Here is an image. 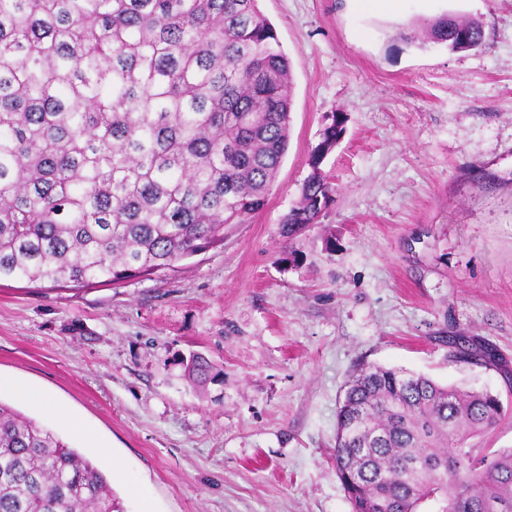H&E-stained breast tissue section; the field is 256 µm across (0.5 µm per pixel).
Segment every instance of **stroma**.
<instances>
[{
  "instance_id": "stroma-1",
  "label": "stroma",
  "mask_w": 512,
  "mask_h": 512,
  "mask_svg": "<svg viewBox=\"0 0 512 512\" xmlns=\"http://www.w3.org/2000/svg\"><path fill=\"white\" fill-rule=\"evenodd\" d=\"M291 66L288 150L267 205L224 243L118 286L0 283V402L68 438L125 512H351L332 452L346 383L376 364L507 395L443 339L512 367V0H258ZM485 44L413 41L441 15ZM337 188L283 259L325 118ZM219 370L192 385L190 355ZM35 388L92 436L17 391ZM122 463L113 470L110 459ZM448 360L449 362H466L472 364H484L499 369L500 358L493 348L489 346H475L466 348L465 345L457 344L456 340L448 339Z\"/></svg>"
}]
</instances>
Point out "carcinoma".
I'll return each instance as SVG.
<instances>
[{
	"label": "carcinoma",
	"mask_w": 512,
	"mask_h": 512,
	"mask_svg": "<svg viewBox=\"0 0 512 512\" xmlns=\"http://www.w3.org/2000/svg\"><path fill=\"white\" fill-rule=\"evenodd\" d=\"M420 30L485 45L475 18ZM290 112V62L257 0H0V282L119 285L222 245L266 206ZM329 120L288 241L334 202L321 165L345 113ZM448 361L500 366L454 339ZM186 370L215 378L200 356ZM507 413L488 392L361 367L333 454L352 512H512V448L483 443ZM0 512L124 510L91 461L0 404Z\"/></svg>",
	"instance_id": "carcinoma-1"
}]
</instances>
